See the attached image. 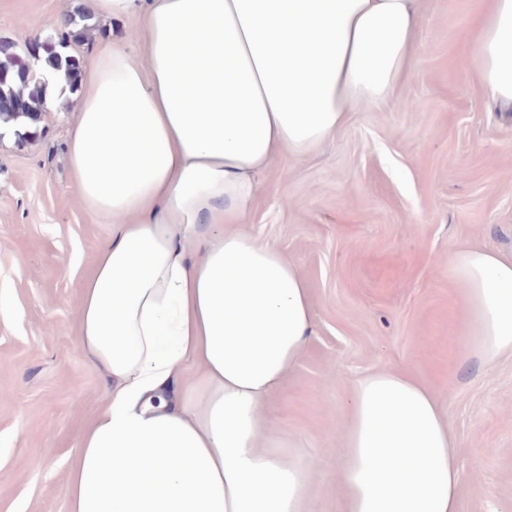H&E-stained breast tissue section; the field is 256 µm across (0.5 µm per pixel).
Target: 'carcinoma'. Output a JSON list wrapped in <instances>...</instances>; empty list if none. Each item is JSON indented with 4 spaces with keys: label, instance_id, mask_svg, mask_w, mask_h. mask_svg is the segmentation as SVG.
Listing matches in <instances>:
<instances>
[{
    "label": "carcinoma",
    "instance_id": "obj_1",
    "mask_svg": "<svg viewBox=\"0 0 512 512\" xmlns=\"http://www.w3.org/2000/svg\"><path fill=\"white\" fill-rule=\"evenodd\" d=\"M96 32L98 28L90 23V17L78 13L69 16L64 33L39 41L35 54L13 55L0 46V102L12 104L10 111H0V122L15 127L14 133L21 137V129L37 122L45 113L48 79H32V64L37 59H45L61 88H75L76 59L67 49L72 43L91 41Z\"/></svg>",
    "mask_w": 512,
    "mask_h": 512
}]
</instances>
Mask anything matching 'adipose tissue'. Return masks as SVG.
Instances as JSON below:
<instances>
[{
	"instance_id": "obj_1",
	"label": "adipose tissue",
	"mask_w": 512,
	"mask_h": 512,
	"mask_svg": "<svg viewBox=\"0 0 512 512\" xmlns=\"http://www.w3.org/2000/svg\"><path fill=\"white\" fill-rule=\"evenodd\" d=\"M139 13L144 59L105 42L80 79L68 166L90 221L117 231L79 305L111 388L72 466L69 512H309L302 448L269 403L313 334L298 266L239 232L280 153L320 149L389 100L418 48L422 0H96ZM466 63L512 107V0H476ZM471 356L512 355V253L458 248ZM197 362L205 388L181 375ZM347 512H457V445L409 372L352 387Z\"/></svg>"
}]
</instances>
